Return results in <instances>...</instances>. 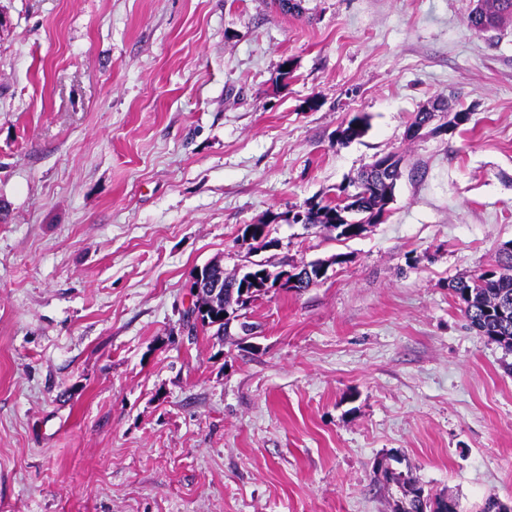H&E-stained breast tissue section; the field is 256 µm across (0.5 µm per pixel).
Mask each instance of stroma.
I'll return each mask as SVG.
<instances>
[{"label":"stroma","mask_w":512,"mask_h":512,"mask_svg":"<svg viewBox=\"0 0 512 512\" xmlns=\"http://www.w3.org/2000/svg\"><path fill=\"white\" fill-rule=\"evenodd\" d=\"M474 5L0 0V512H395L384 467L512 505V353L448 290L512 240V24ZM439 97L470 121L408 137ZM387 153L361 236L281 220ZM317 260L252 334L180 319L207 263ZM481 1V19L467 17V25L477 32L500 30L507 20L512 21V0H479Z\"/></svg>","instance_id":"35a3bbf8"}]
</instances>
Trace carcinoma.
<instances>
[{"mask_svg":"<svg viewBox=\"0 0 512 512\" xmlns=\"http://www.w3.org/2000/svg\"><path fill=\"white\" fill-rule=\"evenodd\" d=\"M512 21V0H481V19L467 17V26L477 32L501 29ZM365 126L359 119L351 120L338 130L337 142L346 144L362 137ZM396 183L379 180L374 171H362L355 190L345 189L333 197L306 202L304 209L307 227H322L336 233L338 239H351L366 231L369 224H379L385 216L387 198L393 196ZM506 261L497 270L485 271L469 279L452 281L455 301L465 318L478 332L499 343L512 353V241L502 245ZM383 480L395 484L401 492L396 512H440L442 496L425 493L418 479L411 473L390 470L381 472Z\"/></svg>","mask_w":512,"mask_h":512,"instance_id":"obj_1","label":"carcinoma"}]
</instances>
